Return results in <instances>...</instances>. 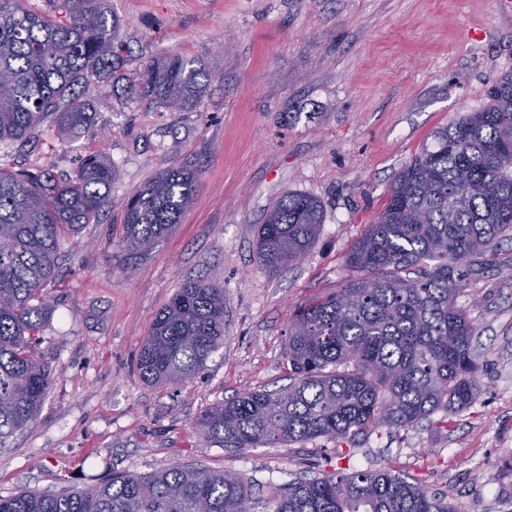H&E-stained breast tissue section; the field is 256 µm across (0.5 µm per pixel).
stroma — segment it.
Returning a JSON list of instances; mask_svg holds the SVG:
<instances>
[{
	"mask_svg": "<svg viewBox=\"0 0 512 512\" xmlns=\"http://www.w3.org/2000/svg\"><path fill=\"white\" fill-rule=\"evenodd\" d=\"M125 43L123 71L180 54L210 76L194 109L91 90L95 131L60 139L53 117L37 142L0 143L14 168L70 173L88 156L119 170L97 222L62 248L44 290L51 307L37 354L54 370L31 420L0 445V496L57 493L116 474L176 464L240 474L252 512L280 486L343 467L389 468L444 496L455 512H512V239L457 303L474 327L480 365L472 405L354 440L317 438L254 448L204 442L211 407L288 382L283 350L300 305L341 288L346 256L382 210L396 174L438 128L486 104L512 70V12L495 0H108ZM483 38L468 40L469 29ZM200 168L192 206L144 258L123 245L134 194L173 159ZM288 192L324 208L306 255L269 273L256 228ZM188 279L224 288V343L192 380L146 384L136 369L157 314Z\"/></svg>",
	"mask_w": 512,
	"mask_h": 512,
	"instance_id": "35a3bbf8",
	"label": "stroma"
}]
</instances>
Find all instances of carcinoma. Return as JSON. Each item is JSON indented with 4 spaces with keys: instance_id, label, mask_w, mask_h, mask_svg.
Masks as SVG:
<instances>
[{
    "instance_id": "1",
    "label": "carcinoma",
    "mask_w": 512,
    "mask_h": 512,
    "mask_svg": "<svg viewBox=\"0 0 512 512\" xmlns=\"http://www.w3.org/2000/svg\"><path fill=\"white\" fill-rule=\"evenodd\" d=\"M0 0V142H23L45 117L69 136L92 128L90 85L116 76L117 21L107 0ZM205 73L180 54L149 58L141 92L167 109L197 103ZM118 177L107 156L76 175L15 171L0 164V443L43 403L53 369L36 355L43 284L69 234L96 217ZM199 183L196 165L173 160L133 197L123 242L145 256L181 218ZM324 223L321 202L288 192L258 225L262 265L279 272L311 248ZM512 235V71L486 105L437 129L395 177L375 223L349 252L339 290L294 312L284 357L291 383L226 400L196 421L205 442L235 448L342 441L380 427L455 413L478 386L474 330L457 304L484 273L488 246ZM415 274L409 278L408 274ZM224 341V288L184 282L144 337L137 370L151 385H179L204 369ZM251 485L224 471L172 466L117 475L59 493L0 497V512H250ZM272 512H453L391 469H338L281 488Z\"/></svg>"
}]
</instances>
